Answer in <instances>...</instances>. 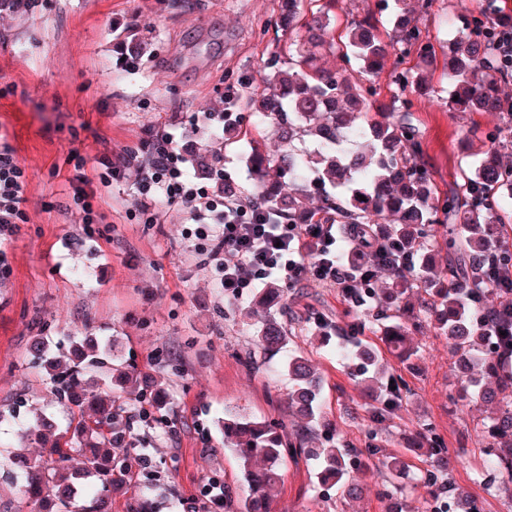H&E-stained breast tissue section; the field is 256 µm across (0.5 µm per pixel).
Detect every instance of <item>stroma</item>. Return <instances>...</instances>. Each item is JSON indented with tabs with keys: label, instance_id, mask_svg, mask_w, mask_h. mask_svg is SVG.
<instances>
[{
	"label": "stroma",
	"instance_id": "stroma-1",
	"mask_svg": "<svg viewBox=\"0 0 512 512\" xmlns=\"http://www.w3.org/2000/svg\"><path fill=\"white\" fill-rule=\"evenodd\" d=\"M0 18V143H8L31 181L26 223L7 244L10 278L0 285V447L36 455L41 444L20 441L19 424L33 411L67 422L64 399L33 369L31 336H46L49 355L65 356L70 339L117 337L142 369L158 368L172 398L163 428L137 426V445L159 471V512H187L215 477L233 491L241 482L217 420L225 409L281 418L288 379L281 356L255 351L242 309L255 289L225 297L216 263L185 211L156 201L143 212L129 153L165 132L181 143H208L224 156L226 179L252 188L239 144L221 126L200 121L224 109L225 87L258 75L276 36L280 0H29ZM478 0H433L423 15L436 61L409 94L424 130V162L441 190L455 186L482 156L473 127L501 124L496 113L452 112L444 75L452 36L442 23ZM134 36L136 48L124 39ZM82 164L92 178L111 176L93 204L99 234L88 235L66 176ZM418 369L405 372L410 403L390 427V449L417 421H432L450 447L479 446L478 412L450 401L458 388L455 356L429 331L413 334ZM324 376L321 411L358 439L371 421L354 383L329 347L293 339ZM254 353L260 369L243 365ZM309 462L288 460L275 512H390L379 496L382 474L360 479L363 499L322 492Z\"/></svg>",
	"mask_w": 512,
	"mask_h": 512
}]
</instances>
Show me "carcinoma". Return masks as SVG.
<instances>
[{"instance_id": "1", "label": "carcinoma", "mask_w": 512, "mask_h": 512, "mask_svg": "<svg viewBox=\"0 0 512 512\" xmlns=\"http://www.w3.org/2000/svg\"><path fill=\"white\" fill-rule=\"evenodd\" d=\"M397 24L384 35L370 13L339 14V0H283L275 20V47L263 62L262 82L224 96V133L246 141L254 187L220 185L227 200L258 212L269 222L343 224L353 242L352 256L336 255V282L344 308L332 319L318 310L299 315L286 309V295L301 293L302 281L288 288L271 284L255 297L261 319L255 346L265 353L288 350V406L303 421L290 436L285 419L255 417L224 410L218 421L224 447L236 458L244 490L224 491V512H272L288 458L313 463V482L330 485L342 496L359 499V474L374 466L385 470L380 494L394 499V512H484L485 499L452 478L467 449L448 446L433 422H423L401 445L424 457L428 468L412 485L400 479L410 464L387 452L389 431L366 429L351 440L323 417V380L301 349L289 348L292 329L281 322L304 324L310 339L336 333V360L361 387L374 424L391 422L413 394L398 369H414L418 348L409 336L429 325L434 336L460 354L459 387L452 400L481 413L476 438L481 446L475 482L512 509V235L504 224L501 201L512 199V165L502 154L512 150V123L472 137L488 157L442 191L426 167L424 131L413 117L406 91L415 74L394 75L390 103L377 105L376 76L390 54H414L423 63L434 46L419 27L428 0H394ZM512 25V14L482 5L453 18L454 48L447 68L452 77L448 110L495 112L512 116L499 84L512 79V67L495 63L489 46L498 25ZM337 55L345 65L318 64ZM360 63L363 79L348 68ZM263 118L281 144L278 155L265 149L264 134L239 127V115ZM315 139L319 147L303 154L296 143ZM198 175L211 176L213 153L189 155ZM384 268L389 280L374 286L366 270ZM378 336L379 344L362 339ZM39 367L76 410L57 428L43 416L21 430L30 441H50L42 455L24 461L22 495L31 512H112V494L131 484L141 468L133 424L148 403L163 420L167 389L147 372L122 362V344L114 338L81 337L71 341L70 357L47 355L44 337H32ZM89 371L101 385L83 384ZM82 465L73 469V456Z\"/></svg>"}]
</instances>
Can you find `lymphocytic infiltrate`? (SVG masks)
Masks as SVG:
<instances>
[{
  "label": "lymphocytic infiltrate",
  "mask_w": 512,
  "mask_h": 512,
  "mask_svg": "<svg viewBox=\"0 0 512 512\" xmlns=\"http://www.w3.org/2000/svg\"><path fill=\"white\" fill-rule=\"evenodd\" d=\"M147 162L128 156L126 166L136 168V189L142 209L156 196L186 209L196 232L209 242L218 262L225 295L242 296L262 282L291 283L305 278L336 281V224H268L256 221L254 210L225 202L208 188L194 187L187 175L188 156L175 136L162 134L147 144ZM28 176L13 148L0 144V283L11 275L5 246L18 236L28 201Z\"/></svg>",
  "instance_id": "1"
}]
</instances>
